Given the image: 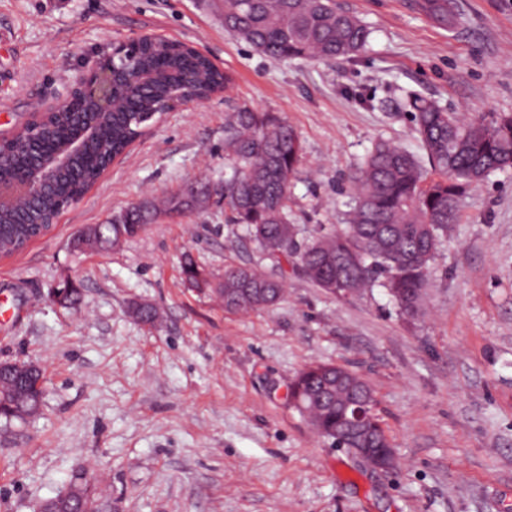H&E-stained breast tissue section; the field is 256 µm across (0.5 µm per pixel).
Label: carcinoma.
Wrapping results in <instances>:
<instances>
[{
	"instance_id": "1",
	"label": "carcinoma",
	"mask_w": 512,
	"mask_h": 512,
	"mask_svg": "<svg viewBox=\"0 0 512 512\" xmlns=\"http://www.w3.org/2000/svg\"><path fill=\"white\" fill-rule=\"evenodd\" d=\"M415 6L436 25L456 26L460 14L452 0H416ZM224 28L271 60L310 58L351 59L363 52L371 31L356 16L342 10L336 0H224ZM142 68L161 72L168 79L129 98L123 83H116L111 115L94 141L85 140L78 119L57 112L38 125L36 149L52 153L73 139L85 141L84 153L72 169L55 180L49 195L37 207L0 214V251L21 249L41 227V222L60 205H66L94 183L112 155L122 152L149 125L147 112H160L173 96L205 99L219 88L229 92L233 78L214 69L203 57L181 44L151 43L137 49ZM412 121L430 169L412 153L392 144L377 143L352 177L353 193L346 224L320 233L309 241L298 239L289 207L291 175L300 162L302 146L288 122L269 112L241 108L231 113L224 126L225 152L233 174L224 180L221 195L228 221L241 229L256 247L276 261L299 265L316 287L336 294V265L326 261V251L348 259L345 287L359 292L375 285L388 294L408 297L419 308L429 271L448 239V225L456 222L468 189L491 173L512 167V113L465 119L418 96L410 98ZM31 153L0 141V178L24 176ZM212 195V184H190L170 195L168 214L192 213ZM158 214L144 201L106 224L90 228L97 249L105 250L121 237L137 236ZM218 295L227 312H260L269 309L258 299L265 289L275 300L285 295L283 280L255 266L244 264L224 271ZM81 300L80 288L55 289V302L73 308ZM138 321L154 327L157 309L134 303ZM343 366L311 364L291 382L290 395L312 426L333 442L342 428L339 410L349 393V382L337 378ZM43 370L26 360L0 362V428L34 414L43 396ZM74 496L45 500L44 512H103L96 489L78 476L70 484Z\"/></svg>"
}]
</instances>
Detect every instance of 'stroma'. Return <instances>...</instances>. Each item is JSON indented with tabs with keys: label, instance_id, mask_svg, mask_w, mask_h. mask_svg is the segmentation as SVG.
<instances>
[{
	"label": "stroma",
	"instance_id": "stroma-1",
	"mask_svg": "<svg viewBox=\"0 0 512 512\" xmlns=\"http://www.w3.org/2000/svg\"><path fill=\"white\" fill-rule=\"evenodd\" d=\"M212 0H0V137L65 98L86 59L140 35L186 43L232 73L231 92L168 113L51 231L0 257V361L42 365L37 415L0 432V512H36L73 475L112 512H505L512 508V168L466 195L415 315L382 288L348 300L258 252L210 202L158 214L137 237L74 253L70 240L129 205L223 181L224 124L241 106L284 118L302 160L291 178L304 239L341 225L351 175L375 143L417 157L409 100L472 118L512 113V0H455L453 30L413 0H337L372 31L335 61H273L227 33ZM229 265L281 275L274 308L225 312L187 287ZM70 280L83 302L49 292ZM156 306L150 328L130 311ZM313 362L373 388L397 466L378 473L320 437L289 401Z\"/></svg>",
	"mask_w": 512,
	"mask_h": 512
}]
</instances>
